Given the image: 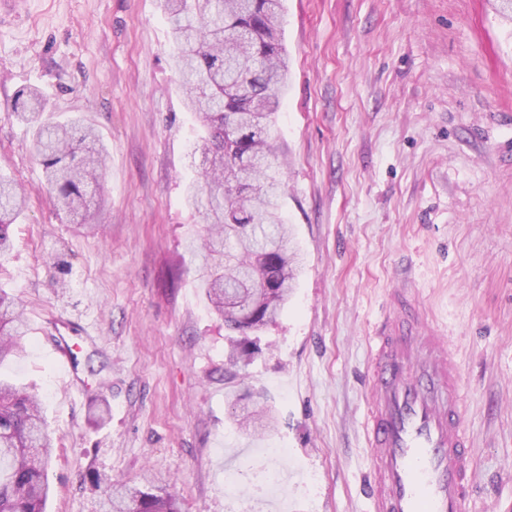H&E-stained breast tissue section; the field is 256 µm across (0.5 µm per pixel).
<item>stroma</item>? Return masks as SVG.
Segmentation results:
<instances>
[{
	"instance_id": "obj_1",
	"label": "stroma",
	"mask_w": 512,
	"mask_h": 512,
	"mask_svg": "<svg viewBox=\"0 0 512 512\" xmlns=\"http://www.w3.org/2000/svg\"><path fill=\"white\" fill-rule=\"evenodd\" d=\"M290 76L272 136L303 255L244 367L199 286L207 227L186 200L205 131L183 106L160 0H28L0 18V173L27 196L0 287L22 353L0 375L38 394L54 438L46 512H105L147 485L181 512H368L366 338L410 288L462 372L476 493L512 512V27L491 0H283ZM105 148L91 230L59 215L17 96ZM80 347L76 380L53 360ZM263 403L272 428L241 418ZM280 470L277 489L264 472Z\"/></svg>"
}]
</instances>
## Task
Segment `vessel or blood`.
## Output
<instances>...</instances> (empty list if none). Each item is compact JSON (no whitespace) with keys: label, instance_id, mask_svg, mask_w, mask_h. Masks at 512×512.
Wrapping results in <instances>:
<instances>
[{"label":"vessel or blood","instance_id":"vessel-or-blood-1","mask_svg":"<svg viewBox=\"0 0 512 512\" xmlns=\"http://www.w3.org/2000/svg\"><path fill=\"white\" fill-rule=\"evenodd\" d=\"M409 302L393 290L368 338L369 512H466L472 444L458 364L425 310L405 315Z\"/></svg>","mask_w":512,"mask_h":512}]
</instances>
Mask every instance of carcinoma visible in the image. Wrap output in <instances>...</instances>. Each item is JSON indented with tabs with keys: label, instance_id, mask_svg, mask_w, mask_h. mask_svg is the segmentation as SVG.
<instances>
[{
	"label": "carcinoma",
	"instance_id": "carcinoma-1",
	"mask_svg": "<svg viewBox=\"0 0 512 512\" xmlns=\"http://www.w3.org/2000/svg\"><path fill=\"white\" fill-rule=\"evenodd\" d=\"M173 37L171 60L188 108L208 130L202 167L188 200L212 225L203 246L201 288L224 324L240 334L257 330L284 308L299 262L279 212L284 173L270 128L288 79L280 37L282 0H162ZM15 109L36 119L34 91ZM33 149L58 210L93 225L86 196L98 183L103 152L92 130L76 123L41 124ZM25 196L0 175V258L11 247L9 227ZM24 326L20 302L0 288V363L14 355ZM252 351L235 340L231 365H247ZM51 438L37 395L0 379V512H44L50 493ZM112 512H180L172 494L124 487Z\"/></svg>",
	"mask_w": 512,
	"mask_h": 512
}]
</instances>
